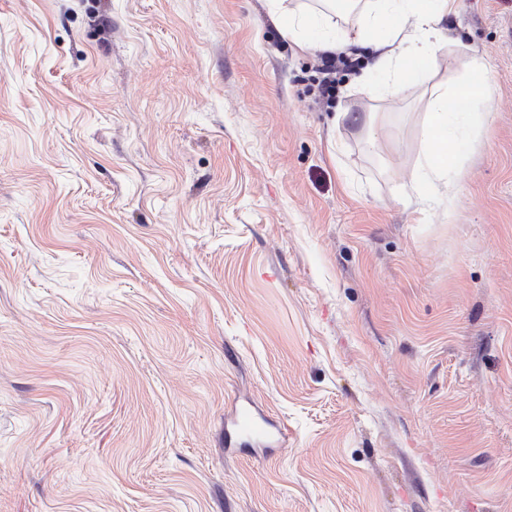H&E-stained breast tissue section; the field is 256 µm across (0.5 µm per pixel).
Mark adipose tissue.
I'll use <instances>...</instances> for the list:
<instances>
[{
    "instance_id": "obj_1",
    "label": "adipose tissue",
    "mask_w": 512,
    "mask_h": 512,
    "mask_svg": "<svg viewBox=\"0 0 512 512\" xmlns=\"http://www.w3.org/2000/svg\"><path fill=\"white\" fill-rule=\"evenodd\" d=\"M267 2L299 48H373L371 67L386 77L376 92L394 96L416 90L429 78L432 51L456 17L458 0H318L314 6L303 0L288 10L283 0ZM489 96L485 66L476 56L454 87L436 85L426 117L427 147L415 174L425 198L433 197L436 184L459 177L456 148L489 124L483 109Z\"/></svg>"
}]
</instances>
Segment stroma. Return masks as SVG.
Masks as SVG:
<instances>
[{"instance_id":"obj_1","label":"stroma","mask_w":512,"mask_h":512,"mask_svg":"<svg viewBox=\"0 0 512 512\" xmlns=\"http://www.w3.org/2000/svg\"><path fill=\"white\" fill-rule=\"evenodd\" d=\"M265 2L0 0V512H512V0L433 202L429 88L318 104ZM235 432L243 438L257 442L277 443L288 441V427L285 424L273 425L262 418L250 406H241L233 418Z\"/></svg>"}]
</instances>
